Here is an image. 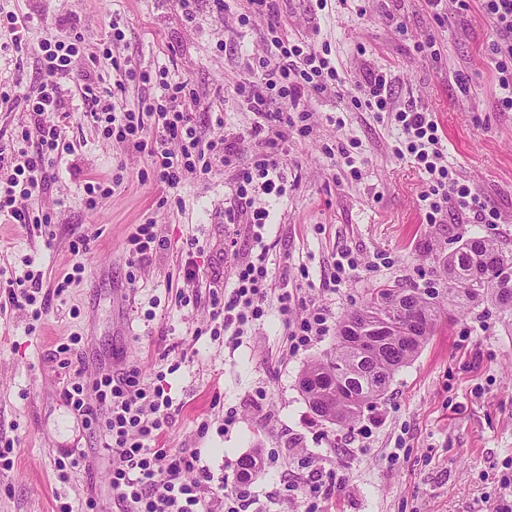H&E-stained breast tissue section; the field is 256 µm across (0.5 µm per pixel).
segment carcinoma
<instances>
[{
	"mask_svg": "<svg viewBox=\"0 0 512 512\" xmlns=\"http://www.w3.org/2000/svg\"><path fill=\"white\" fill-rule=\"evenodd\" d=\"M506 264L512 266V257L495 240H465L443 260L448 281L464 286L446 289L444 304L433 293L401 289L408 314L395 324L383 319L389 290L370 289L363 307L340 323L332 350L302 370V393L313 414L337 426L354 424L384 397L396 372L418 354L449 306L469 310L486 304L512 316V281L502 276Z\"/></svg>",
	"mask_w": 512,
	"mask_h": 512,
	"instance_id": "obj_1",
	"label": "carcinoma"
}]
</instances>
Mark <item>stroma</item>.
I'll return each mask as SVG.
<instances>
[{
    "instance_id": "35a3bbf8",
    "label": "stroma",
    "mask_w": 512,
    "mask_h": 512,
    "mask_svg": "<svg viewBox=\"0 0 512 512\" xmlns=\"http://www.w3.org/2000/svg\"><path fill=\"white\" fill-rule=\"evenodd\" d=\"M216 12L198 0L186 21L176 0H0V7L33 19L27 47L0 51V84L22 78L35 88L47 81L34 54L44 40L79 23L85 53L114 87V61L145 69L167 68L198 93L190 110L205 139L245 132L254 120L236 87L251 78L250 56L264 55L270 36L264 18L241 21L242 0ZM283 32L326 45L344 86L308 97V136L290 137L286 192L261 198L271 212L265 241L273 294L289 293L294 315L310 300L328 306L333 323L359 308L379 286L443 292V258L462 241L487 237L512 255V112L495 107V71L487 54L489 22L476 10L456 13L445 0L443 22L425 0H278ZM394 24H387L386 16ZM126 38L104 55L112 18ZM434 40L438 59L415 43ZM390 71L398 106L433 112L447 148L446 162L459 180L501 214L497 224L467 223L450 213L440 224L421 221L425 176L394 148L400 128L388 112L355 109V85L369 68ZM78 91H68L64 137L56 179L32 206L50 213L46 232L0 222V280L43 275L46 298L40 320L10 302L0 288V446L13 441V466L0 470V512H116L105 494L110 467L92 458L99 437L64 397L55 351L78 337L71 360L86 376L95 361L113 369L137 368L144 382L164 378L173 399L172 420L157 445L196 448L214 478L237 484L239 462L253 454L262 464L247 483V512H488L503 497L512 474V319L490 306L441 316L416 357L394 376L384 398L364 409L353 426L317 420L304 401L299 378L335 342L328 333L307 350L289 351L288 322L270 312L239 342L206 335L210 305L206 283L221 276L232 288L228 250L249 258L246 223L229 225L235 170L206 180L187 179L183 209L161 205L167 191L137 177L145 161L102 140ZM221 111L224 123L212 114ZM347 148L346 166L324 151ZM122 173L124 181L96 209L84 204L93 177ZM153 222L166 239L136 269L127 265L126 242L137 225ZM85 250L73 254L72 244ZM348 251L359 266L336 291L325 288L332 261ZM198 279H185L187 258ZM85 270L64 292L55 287L76 262ZM236 422L225 426L226 413ZM206 431H199V424ZM87 453L85 466L61 472L56 459ZM335 482L334 493L312 492L314 481Z\"/></svg>"
}]
</instances>
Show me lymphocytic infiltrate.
Returning <instances> with one entry per match:
<instances>
[{"instance_id":"obj_1","label":"lymphocytic infiltrate","mask_w":512,"mask_h":512,"mask_svg":"<svg viewBox=\"0 0 512 512\" xmlns=\"http://www.w3.org/2000/svg\"><path fill=\"white\" fill-rule=\"evenodd\" d=\"M455 3L461 13L478 6L489 20L495 37L487 51L499 89L495 106L499 111L512 112V0ZM84 41L81 28L73 25L64 38L40 44L51 81L38 95L0 91V106L23 108L33 126L32 131L0 141V216L16 224H50L49 215L30 211L24 202L46 193L55 179L53 168L64 136L60 125L49 116L64 110L69 84L92 101L91 118L102 138L143 154L147 167L141 179L174 192V205H181L176 191L188 177H204L223 167L238 168L245 147L254 146L251 167L238 169L233 189L236 207L226 211L225 221L236 223L239 213H247L255 252L251 259L233 261L234 286L230 292L209 291L211 336L229 331L243 335L269 311V248L264 230L270 213L256 200L264 195H282L288 133L293 130L303 136L308 130L309 114L301 109L300 102L341 85L339 72L326 51L302 40H276L273 53L250 63L252 80L236 90L247 111L255 116L249 130L231 139L222 136L206 142L189 111L196 94L188 81H162L160 95L142 109L120 108L114 92L102 87L94 70L74 68ZM276 100L283 108L274 112L270 106ZM351 102L366 112L394 113L403 135L397 156L411 159L427 176V188L421 194L424 223H441L452 211L472 215L479 224L499 223L497 209L482 203L468 184L456 178L451 167L442 164L445 147L432 113L414 106H395L387 71L369 70L357 84ZM329 330L330 314L322 307L290 319L291 351L306 348ZM64 395L84 424L96 426L102 434L103 448L112 458L109 489L119 512H244L247 500L236 487L226 490L220 510H213L205 496L212 477L199 468L198 449L174 452L155 447V440L169 425L173 406L163 385L143 383L134 368L119 372L103 369L90 381L84 380L82 369L77 368Z\"/></svg>"}]
</instances>
